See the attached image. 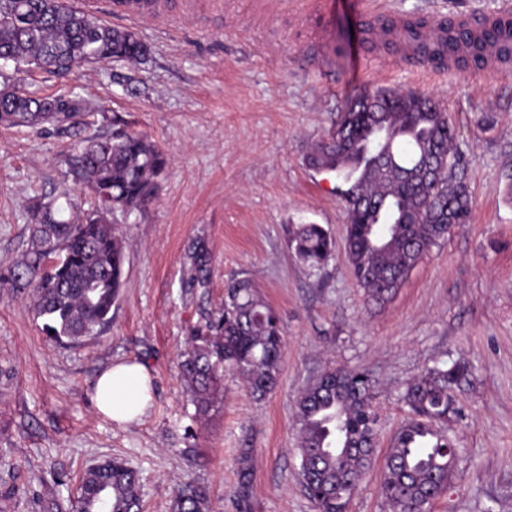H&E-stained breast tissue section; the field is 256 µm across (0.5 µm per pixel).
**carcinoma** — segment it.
<instances>
[{
	"label": "carcinoma",
	"mask_w": 512,
	"mask_h": 512,
	"mask_svg": "<svg viewBox=\"0 0 512 512\" xmlns=\"http://www.w3.org/2000/svg\"><path fill=\"white\" fill-rule=\"evenodd\" d=\"M407 25L414 58L479 70L490 57L512 60V19H485L476 30L448 31L443 42ZM147 45L94 13L64 0H0V59L14 73L34 66L63 74L81 62L145 59ZM87 111L82 97H40L24 89L0 90V123L62 126ZM315 171L341 179L337 190L348 212L346 254L368 303L385 306L420 258L451 231L469 222L472 201L456 132L435 98L414 89L366 87L343 113L336 130L305 157ZM168 158L156 143L125 129L91 140L75 166L97 199L83 221L57 218L61 206L39 200L23 260L7 282L30 289V310L51 340L78 344L112 321L122 291L126 244L118 225L152 200ZM289 247L317 269L333 242L320 224H299ZM284 338L279 317L249 278L225 284L224 307L192 331L181 376L197 412L214 407L224 369L237 371L247 391L261 399L277 383ZM466 365L425 368L406 383L403 400L412 416L396 430L381 468L380 490L391 512H430L456 475L463 449L449 434L457 414L454 389L469 382ZM300 476L317 512H348L376 448L377 413L368 374L330 370L296 400ZM72 512H141L137 472L104 460L88 468L70 490ZM173 512H208L209 492L183 484Z\"/></svg>",
	"instance_id": "1"
}]
</instances>
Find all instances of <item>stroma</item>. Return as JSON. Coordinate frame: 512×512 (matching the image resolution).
I'll list each match as a JSON object with an SVG mask.
<instances>
[{
	"label": "stroma",
	"mask_w": 512,
	"mask_h": 512,
	"mask_svg": "<svg viewBox=\"0 0 512 512\" xmlns=\"http://www.w3.org/2000/svg\"><path fill=\"white\" fill-rule=\"evenodd\" d=\"M71 3L137 32L148 55L24 73L26 89L73 91L92 110L66 132L0 124V273L20 260L37 200L65 185L83 194L80 143L123 126L156 141L169 164L155 197L121 226L124 285L98 335L50 340L27 294L0 283V512H47L52 502L70 512V483L108 458L138 472L142 512H170L188 482L208 488L209 512H316L296 453L302 389L329 368L366 371L381 458L408 417L406 382L456 359L475 373L450 421L465 453L431 512H512V71H381L359 32L361 0H326L318 15L293 0H170L149 18L112 11L109 0ZM386 3L448 19L493 13L502 0ZM367 85L433 94L457 132L474 202L469 223L432 247L381 309L350 270L335 173L304 163ZM298 224L322 225L335 242L320 269L288 246ZM236 276L251 278L280 318L278 384L257 400L225 370L203 417L181 354ZM120 360L152 375L150 409L122 426L91 400L98 374Z\"/></svg>",
	"instance_id": "obj_1"
}]
</instances>
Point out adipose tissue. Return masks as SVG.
Masks as SVG:
<instances>
[{"instance_id":"obj_1","label":"adipose tissue","mask_w":512,"mask_h":512,"mask_svg":"<svg viewBox=\"0 0 512 512\" xmlns=\"http://www.w3.org/2000/svg\"><path fill=\"white\" fill-rule=\"evenodd\" d=\"M152 378L140 363L117 362L98 375L93 390L96 410L118 424L139 421L148 410Z\"/></svg>"}]
</instances>
